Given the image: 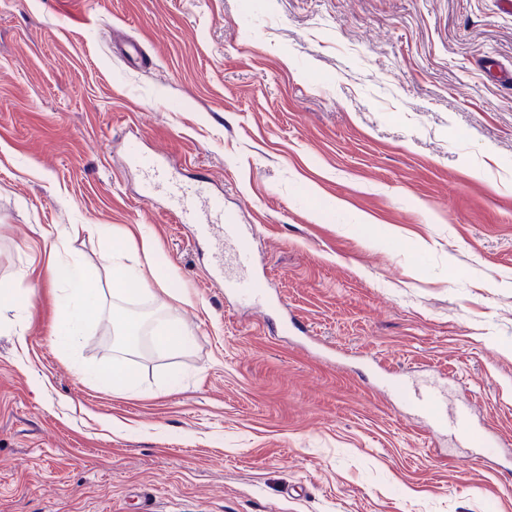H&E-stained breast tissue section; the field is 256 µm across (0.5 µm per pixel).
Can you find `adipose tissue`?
Wrapping results in <instances>:
<instances>
[{
	"mask_svg": "<svg viewBox=\"0 0 512 512\" xmlns=\"http://www.w3.org/2000/svg\"><path fill=\"white\" fill-rule=\"evenodd\" d=\"M54 273L57 280L66 284L67 293L60 300L61 311L53 334L59 347L73 349L81 343L85 325L97 316L99 277L82 264L64 259L57 260ZM166 278L162 266L153 262L144 267L118 262L112 265V286L118 295L131 290L149 292L152 285L162 284Z\"/></svg>",
	"mask_w": 512,
	"mask_h": 512,
	"instance_id": "adipose-tissue-1",
	"label": "adipose tissue"
}]
</instances>
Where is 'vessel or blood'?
Returning a JSON list of instances; mask_svg holds the SVG:
<instances>
[{
  "label": "vessel or blood",
  "mask_w": 512,
  "mask_h": 512,
  "mask_svg": "<svg viewBox=\"0 0 512 512\" xmlns=\"http://www.w3.org/2000/svg\"><path fill=\"white\" fill-rule=\"evenodd\" d=\"M138 163L145 174L149 193L164 195L172 203L177 220L194 225L198 240L208 244L212 271L222 278L225 287L246 298L260 296L264 285L251 272L254 257L245 232L226 213L223 197L187 185L169 169L163 157L142 156ZM392 388L404 407L428 414L434 430H449L463 438L477 436L470 405L449 408L431 386L411 387L398 381Z\"/></svg>",
  "instance_id": "1"
}]
</instances>
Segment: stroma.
I'll return each mask as SVG.
<instances>
[{"instance_id":"stroma-1","label":"stroma","mask_w":512,"mask_h":512,"mask_svg":"<svg viewBox=\"0 0 512 512\" xmlns=\"http://www.w3.org/2000/svg\"><path fill=\"white\" fill-rule=\"evenodd\" d=\"M135 146L223 195L264 298L213 281ZM72 224L101 297L67 353ZM132 234L170 275L116 297ZM0 286V512H512V0H0ZM117 311L192 343L110 345ZM117 358L135 391L93 381ZM152 335L153 351L162 357L184 349L190 341L183 324L173 319L158 320ZM392 388L394 395L405 408L417 409L428 414L431 427L435 431L449 429L462 438L479 440L483 447L488 448L490 454L495 452L497 443L484 435H479L474 429L470 404L455 408L454 412L448 416V405L434 387H410L402 381H396L392 384Z\"/></svg>"}]
</instances>
